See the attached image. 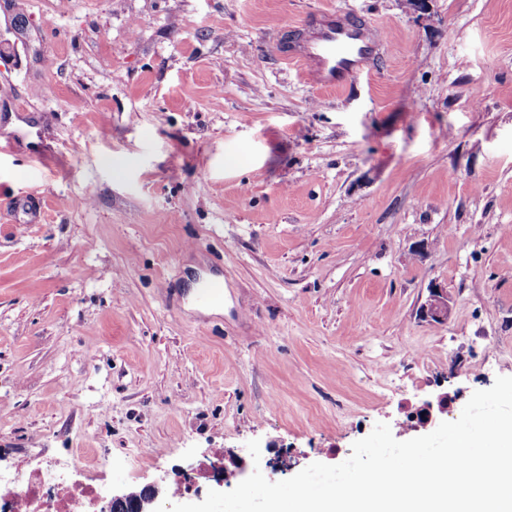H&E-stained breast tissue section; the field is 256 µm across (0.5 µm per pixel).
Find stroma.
<instances>
[{"instance_id":"obj_1","label":"stroma","mask_w":512,"mask_h":512,"mask_svg":"<svg viewBox=\"0 0 512 512\" xmlns=\"http://www.w3.org/2000/svg\"><path fill=\"white\" fill-rule=\"evenodd\" d=\"M334 9L383 42L327 91L276 38ZM0 132L2 472L197 503L512 376V0H0ZM450 310L447 289L431 286L429 296L421 306L420 315L424 319L441 323L448 320Z\"/></svg>"}]
</instances>
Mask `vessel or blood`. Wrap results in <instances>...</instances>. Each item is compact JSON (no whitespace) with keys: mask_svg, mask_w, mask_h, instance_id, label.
<instances>
[{"mask_svg":"<svg viewBox=\"0 0 512 512\" xmlns=\"http://www.w3.org/2000/svg\"><path fill=\"white\" fill-rule=\"evenodd\" d=\"M381 42L378 30L350 21L344 13L311 14L298 35L281 37L283 59L298 62L309 82L319 88H344L375 59Z\"/></svg>","mask_w":512,"mask_h":512,"instance_id":"vessel-or-blood-1","label":"vessel or blood"}]
</instances>
